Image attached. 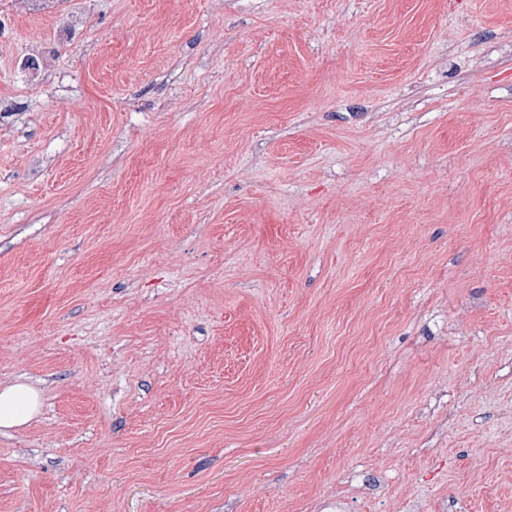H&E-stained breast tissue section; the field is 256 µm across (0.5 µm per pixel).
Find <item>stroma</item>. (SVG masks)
<instances>
[{
    "instance_id": "obj_1",
    "label": "stroma",
    "mask_w": 512,
    "mask_h": 512,
    "mask_svg": "<svg viewBox=\"0 0 512 512\" xmlns=\"http://www.w3.org/2000/svg\"><path fill=\"white\" fill-rule=\"evenodd\" d=\"M3 15L0 512H512V0ZM41 391L21 381H0V433L7 434L32 420L39 412Z\"/></svg>"
}]
</instances>
